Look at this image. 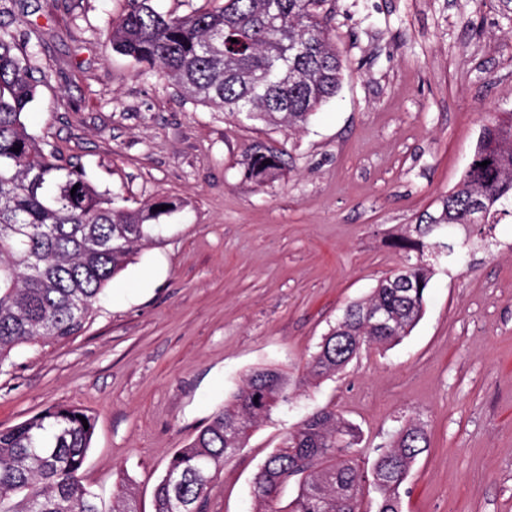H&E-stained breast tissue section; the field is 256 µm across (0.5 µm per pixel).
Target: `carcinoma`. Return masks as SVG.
Masks as SVG:
<instances>
[{
	"label": "carcinoma",
	"instance_id": "cac0c4a2",
	"mask_svg": "<svg viewBox=\"0 0 512 512\" xmlns=\"http://www.w3.org/2000/svg\"><path fill=\"white\" fill-rule=\"evenodd\" d=\"M156 2L127 0L107 33L112 50L240 122L301 127L341 88L344 68L327 38L325 0H224L185 16L168 15ZM39 47L28 33L0 29V366L18 346L81 332L108 283L139 248L160 241L161 219L181 209L168 197L136 209L120 205L83 166L63 161L28 132L25 116L42 82L32 66ZM284 156L271 147L251 150L246 177L258 186L278 178ZM483 161L488 165L479 166ZM506 217L512 219V112L482 128L461 181L435 212L417 218L416 238L397 239L406 259L368 298L345 308L309 361V376H334L362 349L409 335L423 314L429 257L455 252L435 231ZM372 307L385 310L389 323L368 320ZM288 388V373L276 366L251 370L224 408L173 452L154 488L153 512H206L214 478L254 428L288 404ZM95 423L87 411L59 404L0 430V512H101L81 478ZM360 441L336 409L312 413L255 474L253 512H362L372 491L376 512H402L400 488L428 448L424 427L403 425L388 447L376 449L369 469L356 455ZM291 478L297 494L281 507L280 488ZM112 512H137L124 480Z\"/></svg>",
	"mask_w": 512,
	"mask_h": 512
}]
</instances>
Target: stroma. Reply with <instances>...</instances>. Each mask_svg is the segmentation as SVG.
Segmentation results:
<instances>
[{"label":"stroma","mask_w":512,"mask_h":512,"mask_svg":"<svg viewBox=\"0 0 512 512\" xmlns=\"http://www.w3.org/2000/svg\"><path fill=\"white\" fill-rule=\"evenodd\" d=\"M125 0H0V25H37L46 73L29 131L135 208L184 201L107 286L85 328L15 349L0 366V430L60 403L93 413L82 468L110 512L121 478L140 512L171 454L249 371L288 372L291 401L212 484L209 512H252L253 478L282 437L332 407L372 464L404 423L429 448L403 512H512V223L449 228L409 336L340 373L307 365L352 302L396 269L394 243L468 169L480 132L512 112V0H326L345 64L338 95L304 127L238 122L113 52ZM259 144L283 176H244Z\"/></svg>","instance_id":"1"}]
</instances>
